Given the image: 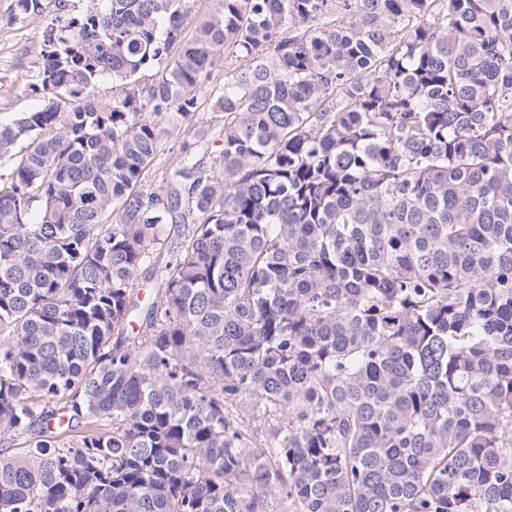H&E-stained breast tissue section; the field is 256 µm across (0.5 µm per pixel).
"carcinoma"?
Masks as SVG:
<instances>
[{"instance_id": "carcinoma-1", "label": "carcinoma", "mask_w": 512, "mask_h": 512, "mask_svg": "<svg viewBox=\"0 0 512 512\" xmlns=\"http://www.w3.org/2000/svg\"><path fill=\"white\" fill-rule=\"evenodd\" d=\"M190 14L94 0L0 122V512H512V0ZM224 86V60L218 62L217 66L214 67L211 74L203 76L198 84L197 94L199 100L202 104L200 107L196 120L199 121V125H202L205 128H210V139L209 148L207 149L206 144L200 145V143H195L193 132L186 133L183 131L177 132L175 131L166 138V149L164 151V155L160 158L168 157L170 153L167 152L168 148L173 147L175 152H178L180 147L184 144L190 145V150L198 151V157L203 158L204 165L207 166L208 170L214 171L215 173L219 172V161L216 160L217 150L219 149V143H213L216 139H218V134L222 129L223 116L222 112H212L209 108V101L212 98L213 94Z\"/></svg>"}]
</instances>
